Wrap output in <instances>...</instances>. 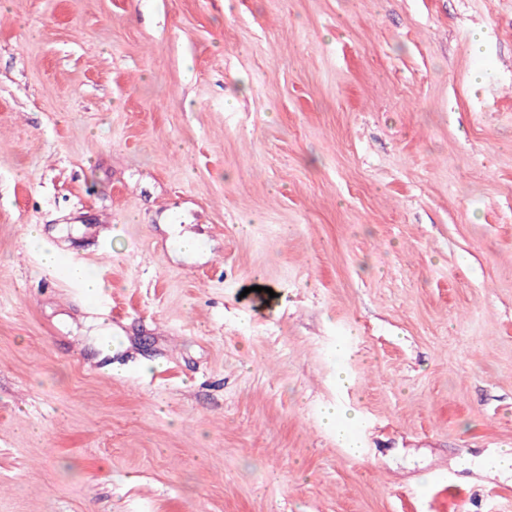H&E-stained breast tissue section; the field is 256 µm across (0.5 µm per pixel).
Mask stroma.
Listing matches in <instances>:
<instances>
[{
	"label": "stroma",
	"mask_w": 512,
	"mask_h": 512,
	"mask_svg": "<svg viewBox=\"0 0 512 512\" xmlns=\"http://www.w3.org/2000/svg\"><path fill=\"white\" fill-rule=\"evenodd\" d=\"M501 448L512 0H0V512H512Z\"/></svg>",
	"instance_id": "obj_1"
}]
</instances>
